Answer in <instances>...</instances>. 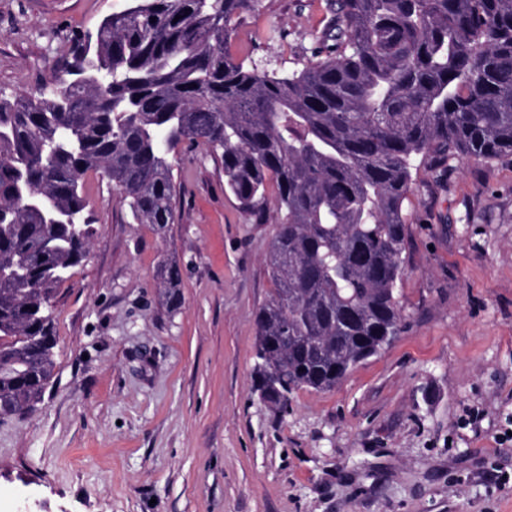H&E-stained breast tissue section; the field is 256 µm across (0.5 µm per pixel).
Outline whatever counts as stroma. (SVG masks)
<instances>
[{"mask_svg": "<svg viewBox=\"0 0 512 512\" xmlns=\"http://www.w3.org/2000/svg\"><path fill=\"white\" fill-rule=\"evenodd\" d=\"M122 0H0V92L50 77L72 32ZM330 0H261L244 64L302 67ZM166 236L111 182L83 186L95 234L55 297L53 378L0 418V512H512V157L413 174L398 285L407 327L287 414L254 391L255 315L278 222L255 223L205 147L171 155ZM176 262L168 310L157 271Z\"/></svg>", "mask_w": 512, "mask_h": 512, "instance_id": "35a3bbf8", "label": "stroma"}]
</instances>
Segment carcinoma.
Wrapping results in <instances>:
<instances>
[{"label": "carcinoma", "instance_id": "carcinoma-1", "mask_svg": "<svg viewBox=\"0 0 512 512\" xmlns=\"http://www.w3.org/2000/svg\"><path fill=\"white\" fill-rule=\"evenodd\" d=\"M259 2L123 0L71 36L49 84L0 92L1 417L52 378L49 303L94 235L88 173L158 232L175 222L168 157L183 143L221 152L224 191L258 224L275 187L254 374L281 415L296 391L335 388L401 334L412 170L512 156V0H336L288 74L226 49ZM160 278L178 308L179 266Z\"/></svg>", "mask_w": 512, "mask_h": 512}]
</instances>
